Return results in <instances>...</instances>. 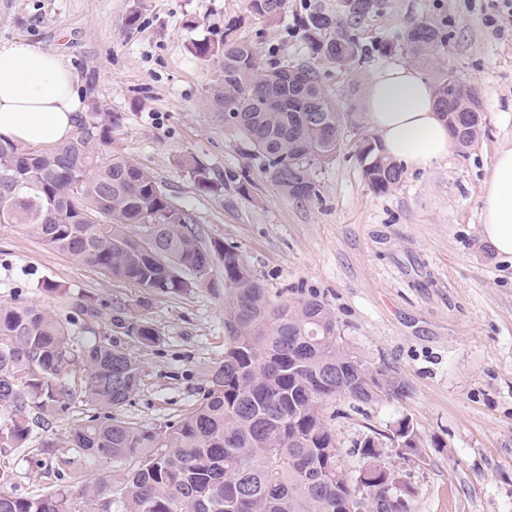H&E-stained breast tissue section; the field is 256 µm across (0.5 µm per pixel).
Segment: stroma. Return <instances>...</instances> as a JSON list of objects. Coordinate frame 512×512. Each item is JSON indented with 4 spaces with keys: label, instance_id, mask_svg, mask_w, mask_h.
<instances>
[{
    "label": "stroma",
    "instance_id": "obj_1",
    "mask_svg": "<svg viewBox=\"0 0 512 512\" xmlns=\"http://www.w3.org/2000/svg\"><path fill=\"white\" fill-rule=\"evenodd\" d=\"M303 5L287 0L279 25L268 27L244 0H0V41L61 55L84 103L100 101L121 120L103 153L127 155L162 180L206 238L236 247L272 303L322 299L343 343L403 384L397 400L325 405L345 469H358L359 444L375 437L412 491L410 512H512V258L496 256L481 235L484 183L497 152L512 149V33L484 23L489 0H383L358 26L366 55L347 69L318 67L341 115V147L322 167L318 199L301 203L281 195L225 135L205 102L219 67L191 47L234 18L262 49L308 61L295 29ZM423 21L443 27L446 39L416 63L392 45ZM412 64L428 78L447 69L475 87L482 134L428 168H405L397 187L377 194L358 158L371 131L366 87L381 70ZM191 157L219 192L195 186L183 165ZM245 170L253 179L247 192L238 183ZM139 296L133 284L49 247L31 225L0 224V304L50 312L77 344L122 341L141 362L143 382L120 415L153 428L198 402L224 356V281L153 297L143 311L160 335L152 347L112 322ZM86 299L99 309L96 320L76 309ZM94 411L77 399L34 427L27 447L6 461L5 491L34 497L64 474L75 489L122 471V463L88 459L69 445ZM403 419L421 438L410 453L392 439Z\"/></svg>",
    "mask_w": 512,
    "mask_h": 512
}]
</instances>
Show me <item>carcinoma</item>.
<instances>
[{
  "label": "carcinoma",
  "mask_w": 512,
  "mask_h": 512,
  "mask_svg": "<svg viewBox=\"0 0 512 512\" xmlns=\"http://www.w3.org/2000/svg\"><path fill=\"white\" fill-rule=\"evenodd\" d=\"M286 0H247V11L269 26L282 19ZM381 0H339L334 11L315 0L296 19L310 58L342 69L363 54L355 27ZM235 19L212 39L193 45L217 60L221 76L208 90L209 108L224 131L239 138L259 172L298 202L317 198L319 170L340 149V113L310 63L279 59L261 65L259 44L238 34ZM443 40L423 21L397 48L421 60ZM439 114L460 148L475 143L481 119L458 129L460 100L476 97L453 72L436 81ZM120 118L101 102L64 145L32 151L0 140V224H29L51 247L76 262L141 289L139 307L156 295H177L224 274V359L209 387L180 420L147 428L117 417L137 392L143 370L117 340L82 346L53 315L33 306L0 305V457L26 447L38 419L83 398L98 407L70 433L69 444L95 459L132 464L117 477L67 485L38 497L0 491V512H338L344 502L373 495L376 512H407L388 488L380 442L358 448L363 463H339L336 438L323 407L331 400L372 403L403 396L389 372L346 348L329 306L318 299L274 305L242 256L206 241L189 209L156 175L134 159L102 156ZM358 157L368 187L385 194L402 168L373 137H361ZM202 192L219 185L205 165L184 160ZM139 225L144 232L133 235ZM145 346L160 342L153 324L135 310L114 318ZM72 371L79 381L70 382ZM398 440L416 449L413 425L399 421ZM375 472L363 483L366 470Z\"/></svg>",
  "instance_id": "carcinoma-1"
}]
</instances>
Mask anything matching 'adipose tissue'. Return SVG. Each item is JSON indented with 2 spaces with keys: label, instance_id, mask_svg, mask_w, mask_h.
<instances>
[{
  "label": "adipose tissue",
  "instance_id": "adipose-tissue-1",
  "mask_svg": "<svg viewBox=\"0 0 512 512\" xmlns=\"http://www.w3.org/2000/svg\"><path fill=\"white\" fill-rule=\"evenodd\" d=\"M434 83L413 67H390L369 83L366 121L386 155L412 168L447 156L452 138L437 113ZM82 101L56 52L17 39L0 43V137L31 146L72 136ZM482 236L512 257V149L498 153L482 196Z\"/></svg>",
  "mask_w": 512,
  "mask_h": 512
}]
</instances>
